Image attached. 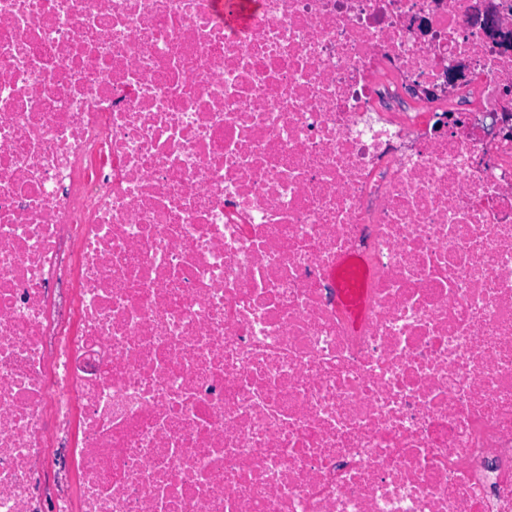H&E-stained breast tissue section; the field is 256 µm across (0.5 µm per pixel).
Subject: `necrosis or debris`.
<instances>
[{"label": "necrosis or debris", "instance_id": "necrosis-or-debris-1", "mask_svg": "<svg viewBox=\"0 0 512 512\" xmlns=\"http://www.w3.org/2000/svg\"><path fill=\"white\" fill-rule=\"evenodd\" d=\"M0 512H512V0H0Z\"/></svg>", "mask_w": 512, "mask_h": 512}]
</instances>
